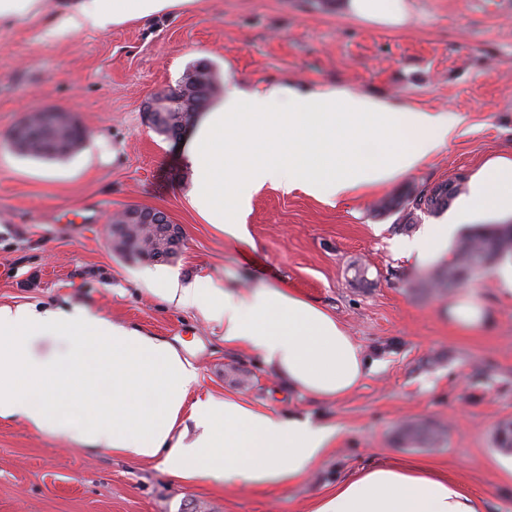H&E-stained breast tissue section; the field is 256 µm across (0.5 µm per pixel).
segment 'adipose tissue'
I'll list each match as a JSON object with an SVG mask.
<instances>
[{
    "label": "adipose tissue",
    "instance_id": "obj_1",
    "mask_svg": "<svg viewBox=\"0 0 512 512\" xmlns=\"http://www.w3.org/2000/svg\"><path fill=\"white\" fill-rule=\"evenodd\" d=\"M177 0H78L52 33L64 36L143 18ZM343 11L395 27L409 0H342ZM462 118L322 86L232 88L186 144L190 203L227 240L252 245L244 222L254 194L270 186L330 205L355 190L388 183L420 166L454 137ZM512 215V158L488 160L470 179L447 223L424 225L402 246L424 266L445 258L455 225L478 215ZM161 297L224 329L225 345L255 353L288 388L339 400L370 364L343 325L282 285L258 283L246 296L207 277L164 288ZM494 314L462 293L444 315L463 336L484 332ZM63 342L39 354L37 344ZM197 367L169 341L117 324L87 308L0 307V421L131 460L160 459L185 482L285 487L328 453L336 429L307 418L258 411L233 399L196 397ZM189 417L198 430L180 429ZM313 512H477L457 481L414 464L373 465L338 484Z\"/></svg>",
    "mask_w": 512,
    "mask_h": 512
}]
</instances>
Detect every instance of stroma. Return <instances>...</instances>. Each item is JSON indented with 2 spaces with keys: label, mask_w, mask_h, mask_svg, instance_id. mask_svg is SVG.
<instances>
[{
  "label": "stroma",
  "mask_w": 512,
  "mask_h": 512,
  "mask_svg": "<svg viewBox=\"0 0 512 512\" xmlns=\"http://www.w3.org/2000/svg\"><path fill=\"white\" fill-rule=\"evenodd\" d=\"M412 19L386 28L350 17L341 0H181L104 30L54 37L75 0H41L0 19V306L84 307L173 342L200 370V395L310 416L337 429L327 457L285 488L224 487L173 478L160 460L131 461L16 420L0 424V512H311L339 483L374 464L417 460L448 474L481 512H512V457L495 446L512 423V298L495 270L443 288L438 264L398 249L447 212L401 219L407 195L468 184L487 160L512 157V0H410ZM223 87L282 82L348 87L463 122L439 154L340 205L266 187L245 218L257 250L245 261L190 204L181 144L144 106L194 60ZM52 107L83 128L61 162L21 157L10 133L27 111ZM131 206L166 211L184 241L167 264L113 251L109 220ZM210 277L243 293L283 283L332 312L377 367L338 401L288 389L223 327L154 293L170 279ZM494 310L482 335L455 334L442 314L461 291ZM444 430L430 447L399 439L409 422Z\"/></svg>",
  "instance_id": "35a3bbf8"
}]
</instances>
